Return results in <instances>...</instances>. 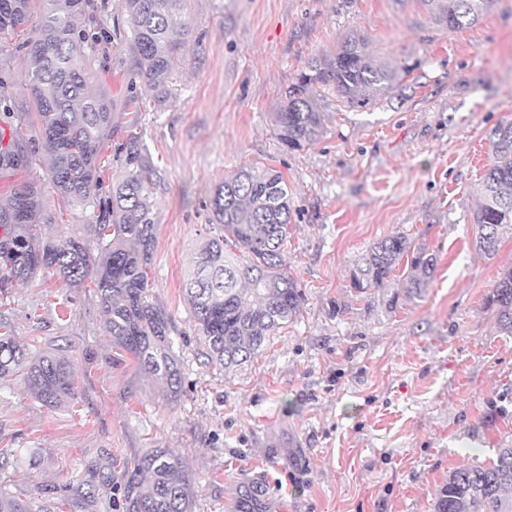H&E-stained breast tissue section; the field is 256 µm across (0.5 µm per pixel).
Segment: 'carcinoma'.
<instances>
[{"instance_id":"carcinoma-1","label":"carcinoma","mask_w":512,"mask_h":512,"mask_svg":"<svg viewBox=\"0 0 512 512\" xmlns=\"http://www.w3.org/2000/svg\"><path fill=\"white\" fill-rule=\"evenodd\" d=\"M33 0H0V40L21 36L32 17ZM84 0H44L40 32L23 40L30 66V90L42 130V150L60 196L96 219L98 259L73 238L57 244L34 223L42 205L34 182L15 186L0 200V290L49 273L74 288L94 284L106 330L117 348L162 384L166 397L180 395L181 371L172 350L171 317L149 289L156 244V201L166 186L138 134L118 147L120 173L112 176L107 199L98 198L100 156L112 125V101L88 91L89 35L74 23ZM182 0H122L128 44L136 59L134 78L152 91L160 107L168 100L177 52L191 26L180 12ZM435 21L450 30L476 23L492 0H429ZM417 67L407 59H384L362 34L345 36L336 53L315 58L289 84L272 113L279 142L289 149L316 143L328 112L324 93L351 108H366L388 96ZM11 129L0 147V166L24 168L29 155ZM492 160L479 186L472 214L475 248L492 257L504 232L512 230V122L488 134ZM205 207L219 234L194 252L184 293L205 339L207 359L226 369L239 366L265 347L302 309L305 294L282 256L291 208L288 182L267 167L241 168L219 183ZM410 258L402 288L408 300L431 285L437 258L403 235L374 242L357 260L351 288H382L403 258ZM491 302L499 309V329L512 334V268L500 272ZM25 371V381L46 407L58 409L76 395L74 376L55 354L30 357L0 322V378ZM122 512H191L192 486L172 448H150L131 461L112 453L87 463L77 483L57 488L64 512H93L99 493ZM0 512H33L31 504L0 490ZM231 512H275L267 485L245 479L236 486ZM434 512H512V447L497 449L491 463L449 471L438 490Z\"/></svg>"}]
</instances>
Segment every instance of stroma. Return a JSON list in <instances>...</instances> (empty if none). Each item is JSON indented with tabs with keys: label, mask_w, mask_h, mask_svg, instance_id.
Segmentation results:
<instances>
[{
	"label": "stroma",
	"mask_w": 512,
	"mask_h": 512,
	"mask_svg": "<svg viewBox=\"0 0 512 512\" xmlns=\"http://www.w3.org/2000/svg\"><path fill=\"white\" fill-rule=\"evenodd\" d=\"M191 31L175 59L161 110H136L134 58L119 0H85L75 24L97 34L92 93L112 100L100 196L138 133L167 191L157 200L150 292L170 314L182 389L167 399L132 357L113 347L93 288L49 274L5 289L0 320L33 356L61 351L73 405L50 409L22 374L0 379V489L36 512H60L53 488L78 482L102 452L129 460L173 448L192 481V512H230L235 485L262 474L277 512H433L448 472L492 461L512 443V336L489 297L512 267V231L495 256L475 248L470 215L491 159L489 131L512 122V0H493L474 25H438L423 0H186ZM357 31L383 58L419 66L373 107L332 101L321 138L284 148L272 124L293 75ZM28 59L0 43V129L21 127L32 162L0 167V195L42 186L36 216L58 242L97 253L94 223L65 205L47 175ZM266 166L288 182L284 249L306 300L252 362L208 363L183 292L195 248L218 228L204 203L241 167ZM405 234L436 254L425 296L403 298L401 277L359 293L357 259Z\"/></svg>",
	"instance_id": "stroma-1"
}]
</instances>
